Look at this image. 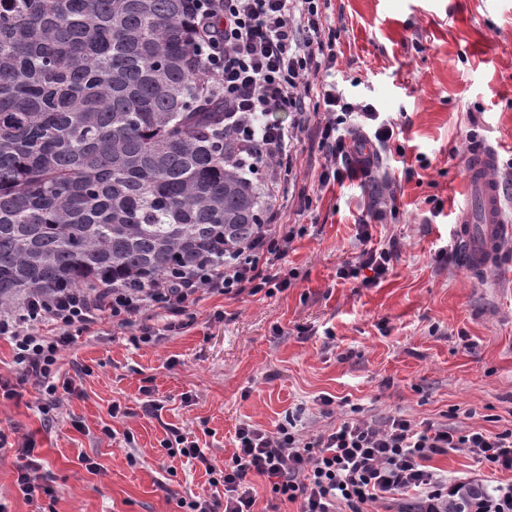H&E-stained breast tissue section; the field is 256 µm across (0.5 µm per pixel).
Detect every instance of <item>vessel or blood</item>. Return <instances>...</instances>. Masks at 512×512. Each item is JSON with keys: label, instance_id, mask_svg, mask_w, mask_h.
I'll return each instance as SVG.
<instances>
[{"label": "vessel or blood", "instance_id": "vessel-or-blood-1", "mask_svg": "<svg viewBox=\"0 0 512 512\" xmlns=\"http://www.w3.org/2000/svg\"><path fill=\"white\" fill-rule=\"evenodd\" d=\"M496 166L494 147L483 142L471 145L464 163V202L454 236L467 257L468 270L474 274L494 265L505 235L512 232V226L503 219L501 188L493 176Z\"/></svg>", "mask_w": 512, "mask_h": 512}]
</instances>
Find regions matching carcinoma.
Masks as SVG:
<instances>
[{"label": "carcinoma", "mask_w": 512, "mask_h": 512, "mask_svg": "<svg viewBox=\"0 0 512 512\" xmlns=\"http://www.w3.org/2000/svg\"><path fill=\"white\" fill-rule=\"evenodd\" d=\"M192 0H0V307L220 262L261 225ZM459 484L448 512H483Z\"/></svg>", "instance_id": "carcinoma-1"}]
</instances>
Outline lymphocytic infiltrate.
Masks as SVG:
<instances>
[{
  "label": "lymphocytic infiltrate",
  "mask_w": 512,
  "mask_h": 512,
  "mask_svg": "<svg viewBox=\"0 0 512 512\" xmlns=\"http://www.w3.org/2000/svg\"><path fill=\"white\" fill-rule=\"evenodd\" d=\"M328 0H199L194 17L198 76L218 88L224 98V124L241 143L258 142L260 153L249 155L248 169H267L263 186L265 219L255 237L221 263H205L177 275H161L140 284L104 279L86 287L33 294L17 307L0 310V337L13 350L16 379L0 377V397H17L18 383L39 385V410L45 421L61 405L71 383L57 384L63 350L76 336L97 331L104 322L113 330L137 332L142 343L191 327L200 301L212 296L271 297L284 291L290 276L282 268L289 245L303 232L284 216L289 201L309 211L306 192L290 196L276 177L292 171L294 149L305 131H313L324 162L320 186L369 181L375 157L366 144L389 149L396 125L381 119L375 106L351 102L325 78L339 65L340 28L329 24ZM289 113V123L273 118ZM393 247L362 250L342 267L343 279L377 286L390 270ZM236 444L223 468L211 465L192 432L173 428L164 446L170 456L197 460L222 485L220 500L181 501L185 512H255L250 475L268 477L274 499L297 504V512H367V505L393 494L415 492L410 512H448L453 487L428 469L434 456L464 448L483 467L512 471V430L456 432L428 420L392 415L376 423L355 417L307 436L296 420L285 417L275 429L240 424ZM33 440L19 447L21 462L15 484L25 500L52 495L40 474Z\"/></svg>",
  "instance_id": "1"
}]
</instances>
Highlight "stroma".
Masks as SVG:
<instances>
[{
    "instance_id": "stroma-1",
    "label": "stroma",
    "mask_w": 512,
    "mask_h": 512,
    "mask_svg": "<svg viewBox=\"0 0 512 512\" xmlns=\"http://www.w3.org/2000/svg\"><path fill=\"white\" fill-rule=\"evenodd\" d=\"M327 15L341 29L338 89L402 125V154L380 165L375 185L322 188L313 174L323 159L302 140L286 182L313 191L316 203L299 217L305 231L283 262L295 274L287 290L205 299L191 328L149 345L108 324L75 337L59 369L74 390L52 421L35 383L0 398L11 442L0 448L7 512H182L181 500L223 498L200 463L169 456L162 442L172 427L192 430L219 468L240 424L271 430L293 411L308 434L354 407L369 419L512 429V233L481 275L467 272L453 239L468 143L490 142L497 173L512 172V0H331ZM377 196L384 219L361 226ZM433 197L444 202L436 218ZM392 242L391 270L377 286L338 277L362 247ZM324 396L333 400L327 416ZM149 399L162 404L160 416L145 412ZM25 438L54 497L29 502L15 486L14 444ZM429 467L454 482L512 484V472L490 474L463 448Z\"/></svg>"
}]
</instances>
